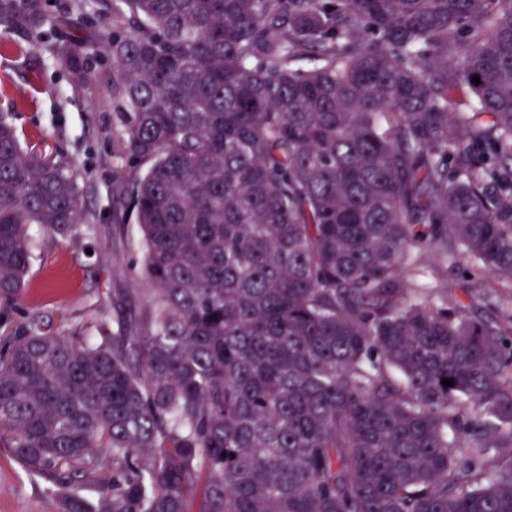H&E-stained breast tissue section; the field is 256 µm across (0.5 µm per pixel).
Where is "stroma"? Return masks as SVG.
Here are the masks:
<instances>
[{"instance_id":"35a3bbf8","label":"stroma","mask_w":512,"mask_h":512,"mask_svg":"<svg viewBox=\"0 0 512 512\" xmlns=\"http://www.w3.org/2000/svg\"><path fill=\"white\" fill-rule=\"evenodd\" d=\"M78 2L55 0L62 32L88 59L82 82L39 51L0 48V113L11 118L23 145L58 149L71 163L83 204L71 235L36 232L25 291L16 308L0 315V333L18 331L36 315L48 330L69 336L113 316V289L138 298L146 288L136 217L114 204L118 187L143 170L117 158L112 60L92 57L100 31L81 16ZM0 512H61L45 481L29 476L1 447Z\"/></svg>"}]
</instances>
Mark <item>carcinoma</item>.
<instances>
[{
  "label": "carcinoma",
  "instance_id": "1",
  "mask_svg": "<svg viewBox=\"0 0 512 512\" xmlns=\"http://www.w3.org/2000/svg\"><path fill=\"white\" fill-rule=\"evenodd\" d=\"M108 10L148 288L0 338V447L63 512H512V305L425 259L512 288V0ZM0 34L83 70L48 0ZM80 216L0 113V309Z\"/></svg>",
  "mask_w": 512,
  "mask_h": 512
}]
</instances>
